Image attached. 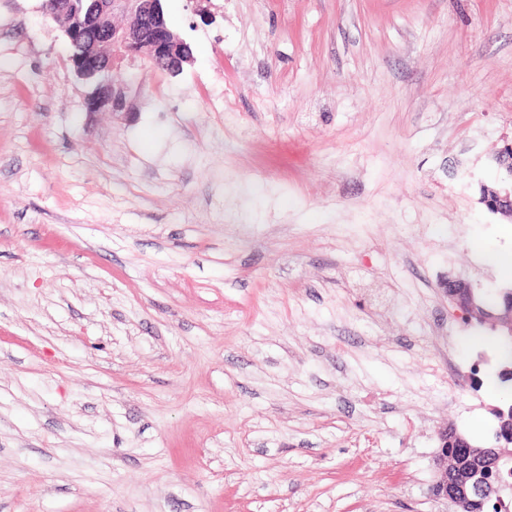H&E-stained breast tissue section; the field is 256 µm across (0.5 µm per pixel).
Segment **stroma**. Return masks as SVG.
<instances>
[{"label":"stroma","instance_id":"1","mask_svg":"<svg viewBox=\"0 0 512 512\" xmlns=\"http://www.w3.org/2000/svg\"><path fill=\"white\" fill-rule=\"evenodd\" d=\"M0 0V512H449L490 445L480 201L512 143V0H163L182 72L92 86ZM448 288L452 289V293L448 295L449 301L453 305H456L463 312L466 318L476 320L481 323L491 319L493 326L500 331L502 336H510L512 339V308L506 307V312L498 313L496 315L492 314V316L489 317L486 314V311H491L490 308L492 304L490 300L478 291L472 289V295L477 305L471 301V286L469 283L462 279L449 278Z\"/></svg>","mask_w":512,"mask_h":512}]
</instances>
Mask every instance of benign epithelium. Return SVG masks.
Wrapping results in <instances>:
<instances>
[{"label":"benign epithelium","mask_w":512,"mask_h":512,"mask_svg":"<svg viewBox=\"0 0 512 512\" xmlns=\"http://www.w3.org/2000/svg\"><path fill=\"white\" fill-rule=\"evenodd\" d=\"M161 0H56L49 13L66 20L65 31L75 48L70 60L76 73L87 81L118 70L145 69V63L164 58L170 73L177 74L190 59L189 47L166 25ZM125 22H118L116 18ZM128 87L112 83L109 110L114 116L131 115ZM481 202L494 214L512 220V184L495 189L485 188ZM452 293L449 301L470 320L493 326L504 336L512 337V308L488 316L470 299L471 286L462 279L448 278ZM438 451L434 462L433 496L447 502L452 512H472L470 499L448 487V428L438 431Z\"/></svg>","instance_id":"obj_1"}]
</instances>
